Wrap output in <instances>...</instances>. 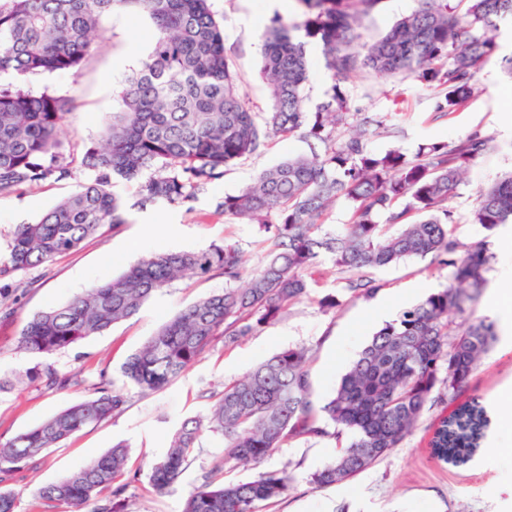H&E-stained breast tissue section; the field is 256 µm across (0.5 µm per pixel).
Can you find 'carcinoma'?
I'll return each mask as SVG.
<instances>
[{"mask_svg":"<svg viewBox=\"0 0 512 512\" xmlns=\"http://www.w3.org/2000/svg\"><path fill=\"white\" fill-rule=\"evenodd\" d=\"M299 21L267 28L261 74L271 110L253 112L239 91L224 28L210 0H0V193L54 174L63 178L59 127L68 100L32 95L20 86L40 73H78L104 19L133 5L158 32L147 58L120 92L101 142L83 164L94 179L46 211L33 224L16 226L0 279L12 277L76 250L104 224H125L112 193L114 179L138 181L141 204L188 200L224 177L230 164L256 155L274 135L300 134L321 149L290 156L261 172L241 192L224 196L218 210L268 233L263 264L242 287L239 251L232 245L150 255L126 272L100 282L67 303L39 312L18 339L21 351L51 355L134 315L158 290L179 277L218 273L229 287L202 298L166 322L123 366L126 382L155 391L178 377L206 351L214 336L232 346L278 318L308 295V277L323 255L355 273L352 298L377 291L366 271L407 257L451 254L460 247L448 194L486 151L475 132L453 144L430 142L409 157L369 148L365 120L350 135L349 103L341 81L361 70L385 78L412 77L438 94L437 112L449 115L474 95L475 77L495 57L512 72V52L502 54L501 22L512 20V0H418L385 35L361 42L362 19L382 0H299ZM320 44L326 66L340 79L311 112L306 108L307 46ZM151 175L144 179L146 171ZM352 205L350 222L336 235L321 233V218L339 198ZM512 221V172L478 191L471 221L486 232ZM398 226L394 233L386 227ZM488 256L479 245L454 263L447 287L428 295L385 324L341 376L333 397L311 400V351L288 348L224 386L204 418L184 419L168 450L149 462V481L163 491L177 481L206 428L224 436L223 461L259 467L273 451L296 440L349 438V444L310 474L316 488L352 479L399 447L429 403L456 395L472 378L496 340L491 323L449 325L475 303L486 286ZM49 389L73 378L49 367ZM124 387L101 379L94 395L37 426L0 442V512H14L9 489L15 474L48 449L85 428L121 413ZM475 407L441 422L432 447L464 453L476 428ZM129 452L118 444L35 496L65 512H125ZM285 470L260 471L250 481L207 478L185 499L183 512H257L292 487Z\"/></svg>","mask_w":512,"mask_h":512,"instance_id":"obj_1","label":"carcinoma"}]
</instances>
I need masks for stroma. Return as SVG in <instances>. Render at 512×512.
<instances>
[{"label": "stroma", "instance_id": "obj_1", "mask_svg": "<svg viewBox=\"0 0 512 512\" xmlns=\"http://www.w3.org/2000/svg\"><path fill=\"white\" fill-rule=\"evenodd\" d=\"M212 9L224 26L225 46L235 58L248 106L254 112L268 111V86L258 73L262 34L274 22L299 21L298 0H287L282 8L272 7L270 0H212ZM155 35L153 24L142 13L132 8L116 10L103 23L79 74L45 73L25 79L23 87L32 94L48 93L71 101L60 131L62 162L69 175L0 193L1 253L6 252L16 225L36 222L79 184L93 179V172L82 164L84 153L111 124L120 92L145 60ZM476 85L478 92L465 107L441 116L434 111L433 92L412 79L385 80L362 71L345 83L350 123L366 116L383 122L369 143L374 151L397 149L411 156L423 143L451 144L474 131L490 138L486 153L449 195L448 207L458 220L459 242L467 248L481 243L487 250L488 283L466 316L493 323L497 340L467 388L453 400L428 407L398 448L351 481L321 489L308 482L312 472L339 453L342 444L337 440H299L276 449L262 468L289 470L293 486L263 512H512V337L502 323L503 316L512 317V280L502 277L504 264L512 261V241L506 240L504 228L488 233L470 221L478 191L512 171V75L493 60L478 74ZM312 146V141L300 136L269 138L260 153L226 168L221 180L178 203L142 207L137 182L115 180L112 190L122 201L127 223L101 226L77 250L16 275L0 288V379L5 382L0 388V440L93 396L100 379L124 385L127 393L122 413L48 449L33 469L19 475L11 486L15 512H42L32 494L34 488L57 481L118 442L128 445L131 467L141 470L166 451L183 419L206 416L209 393L221 392L281 350H311L312 400L315 406H323L373 332L447 286L450 269L445 258H407L373 270L376 293L353 299L343 292L345 272L330 257H321L308 281L307 297L235 345L225 346L223 337H214L196 363L157 392L125 384L122 365L166 321L201 298L223 293L222 275L176 279L133 316L55 354L17 349L16 340L35 313L68 302L144 256L232 244L241 252L245 271L257 269L267 250L258 225L225 219L217 206L264 169L284 157L309 152ZM328 294L337 295L340 304L326 312L318 301ZM49 366L73 375L74 384L47 389L41 375ZM464 405L482 410L475 446L464 460L443 459L429 441L440 422ZM223 454V436L202 431L198 452L168 490L156 491L141 470L126 493L129 512H182L189 492L211 472L221 481H248L256 476L258 469L250 466L222 465Z\"/></svg>", "mask_w": 512, "mask_h": 512}]
</instances>
